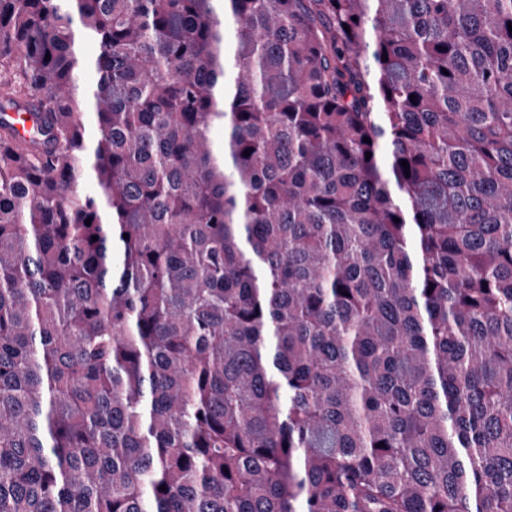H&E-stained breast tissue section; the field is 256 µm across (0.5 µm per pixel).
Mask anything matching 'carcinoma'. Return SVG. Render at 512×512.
I'll list each match as a JSON object with an SVG mask.
<instances>
[{"label": "carcinoma", "instance_id": "cac0c4a2", "mask_svg": "<svg viewBox=\"0 0 512 512\" xmlns=\"http://www.w3.org/2000/svg\"><path fill=\"white\" fill-rule=\"evenodd\" d=\"M510 25L0 0V512H512Z\"/></svg>", "mask_w": 512, "mask_h": 512}]
</instances>
